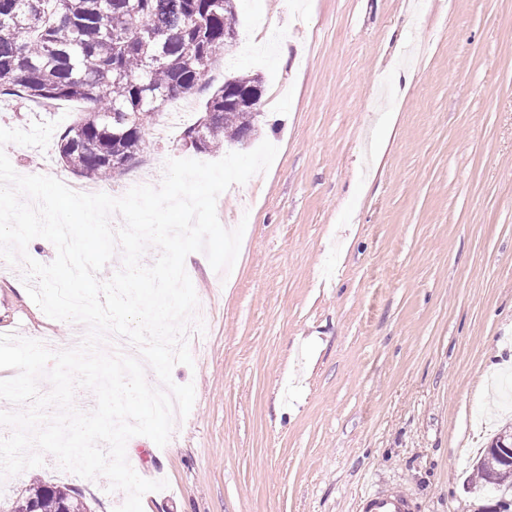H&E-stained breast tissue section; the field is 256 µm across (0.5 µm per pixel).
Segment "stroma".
<instances>
[{
	"instance_id": "35a3bbf8",
	"label": "stroma",
	"mask_w": 512,
	"mask_h": 512,
	"mask_svg": "<svg viewBox=\"0 0 512 512\" xmlns=\"http://www.w3.org/2000/svg\"><path fill=\"white\" fill-rule=\"evenodd\" d=\"M238 42L187 109L151 127L111 179L169 159L214 162L277 145L267 171L223 193L245 224L230 272L189 254L205 329H189L195 402L166 446L127 460L148 512H356L399 487L416 512H484L469 492L482 448L512 430V0H237ZM303 54L284 53V45ZM257 75L245 143L182 137L225 79ZM82 104L0 97V128L64 120ZM13 168L75 181L46 148L5 145ZM23 265L0 267V334L65 340L78 325L32 301ZM67 487L90 512L125 495L56 458L0 483Z\"/></svg>"
}]
</instances>
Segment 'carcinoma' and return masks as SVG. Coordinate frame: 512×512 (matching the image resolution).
<instances>
[{"instance_id": "cac0c4a2", "label": "carcinoma", "mask_w": 512, "mask_h": 512, "mask_svg": "<svg viewBox=\"0 0 512 512\" xmlns=\"http://www.w3.org/2000/svg\"><path fill=\"white\" fill-rule=\"evenodd\" d=\"M235 0H0V96L83 102L89 110L61 134L63 164L84 178L115 174L146 142L169 101L195 94L207 68L237 35ZM262 92L235 76L207 99L212 113L198 150L241 143L253 133L243 99ZM489 450L476 463L481 486L512 512V480L500 482ZM0 512H87L66 487L36 481Z\"/></svg>"}]
</instances>
